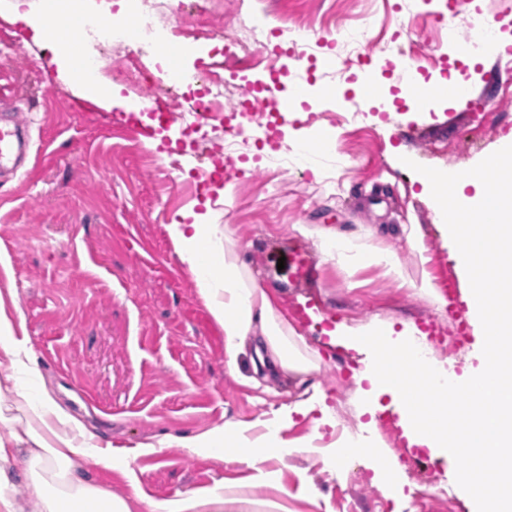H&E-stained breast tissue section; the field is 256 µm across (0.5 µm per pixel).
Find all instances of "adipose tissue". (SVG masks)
<instances>
[{"instance_id":"ef3b65f1","label":"adipose tissue","mask_w":512,"mask_h":512,"mask_svg":"<svg viewBox=\"0 0 512 512\" xmlns=\"http://www.w3.org/2000/svg\"><path fill=\"white\" fill-rule=\"evenodd\" d=\"M182 262L193 274L200 296L224 332L226 367L238 370L247 338H254L256 377L270 380L305 373L319 365L310 358L303 336L253 284L241 263L232 235L218 236L209 214H193L191 223L168 226ZM16 323L0 309V393L13 396L0 406V512H132L133 500L115 496L88 470L110 471L115 458L96 441L77 416L50 391L30 395L17 379L34 372L25 342L15 337ZM25 454L22 488L11 481V464ZM224 487L215 485L148 503V512H224Z\"/></svg>"}]
</instances>
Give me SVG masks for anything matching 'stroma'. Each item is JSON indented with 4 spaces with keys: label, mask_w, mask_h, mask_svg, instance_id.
<instances>
[{
    "label": "stroma",
    "mask_w": 512,
    "mask_h": 512,
    "mask_svg": "<svg viewBox=\"0 0 512 512\" xmlns=\"http://www.w3.org/2000/svg\"><path fill=\"white\" fill-rule=\"evenodd\" d=\"M405 2L267 0L265 33L298 22L328 42L336 24L357 26L369 16L375 22L369 38L395 49L427 46L422 85L452 77L468 95L417 103L406 93L399 61L377 67L378 94L367 97L357 63H339L337 76L324 75L326 60L336 55L328 44L310 74L324 127L335 136V151L317 159L324 177L291 173L278 192L263 171V154L249 150L236 164L232 209L219 203L223 182L212 185V221L230 227L252 278L286 316L308 291L294 264L302 251L320 270L315 289L335 323L398 330L435 320L452 336L454 315L414 283L425 269L438 293L452 282L465 291L466 283L449 258L436 203L407 163L465 171L512 143V47L474 57L446 39L448 28L485 22L499 39L512 40V0H466L453 17L444 0H415L410 13ZM0 35L23 42L31 54L0 61V100L28 125L32 143L43 146L32 173L0 184V304L21 315L16 336L37 362L40 376L26 386L51 384L123 462V470L101 475V482L115 495L154 502L220 483L241 486L247 502L225 503L224 512H255L257 500L285 503L289 512H473L453 461L432 459L421 446L403 454L382 428L381 416L393 409L390 395L358 386L365 353L344 341L330 344L323 324L295 326L320 355L319 369L256 387L246 382L250 353L239 355L237 373L226 369L224 333L168 233L195 201L194 155L149 148L140 129L117 125L134 94L113 86L108 109L71 85L53 41L34 39L7 4L0 6ZM280 63L289 84L307 82L296 59ZM82 96L89 99L85 111H73ZM343 107L360 113V122L337 124ZM478 123L485 137L472 153L467 137ZM414 231L422 247L410 243ZM323 233L390 250L405 282L377 265L337 264L320 246ZM315 386L335 424L295 417L281 433L291 444L288 455L222 460L180 445L229 423L247 425L248 438L261 439L274 412ZM350 436L373 446V456L339 463L333 448ZM380 462L397 464L398 486L386 484ZM265 472L274 473L275 484L262 480Z\"/></svg>",
    "instance_id": "1"
}]
</instances>
